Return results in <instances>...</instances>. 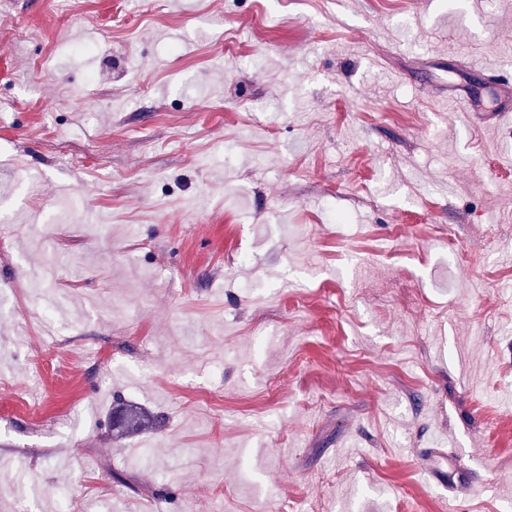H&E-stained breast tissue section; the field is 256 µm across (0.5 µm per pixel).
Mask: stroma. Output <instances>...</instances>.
Segmentation results:
<instances>
[{
	"instance_id": "35a3bbf8",
	"label": "stroma",
	"mask_w": 512,
	"mask_h": 512,
	"mask_svg": "<svg viewBox=\"0 0 512 512\" xmlns=\"http://www.w3.org/2000/svg\"><path fill=\"white\" fill-rule=\"evenodd\" d=\"M478 60L512 0L0 5V512L512 502V123L448 102H495ZM122 402L156 426L113 437ZM452 99L458 105L460 112H467V114L482 122L501 124L511 121L510 112L512 110L507 106L490 109L484 105V100L478 93H459L452 96ZM441 455L439 452L433 451L430 454H424L423 460L425 462V470L430 477L443 485H448L451 488L473 489L477 484V476L472 474H466L464 476L458 475L456 480L454 479L453 472H448L441 467Z\"/></svg>"
}]
</instances>
